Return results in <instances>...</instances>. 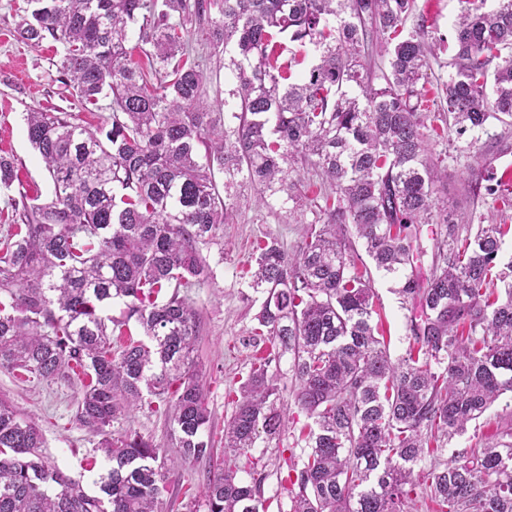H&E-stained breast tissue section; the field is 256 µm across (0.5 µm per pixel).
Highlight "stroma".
I'll use <instances>...</instances> for the list:
<instances>
[{"instance_id":"stroma-1","label":"stroma","mask_w":512,"mask_h":512,"mask_svg":"<svg viewBox=\"0 0 512 512\" xmlns=\"http://www.w3.org/2000/svg\"><path fill=\"white\" fill-rule=\"evenodd\" d=\"M26 0H0V150L11 154L19 169L22 190L28 195L48 197L52 181L41 158L28 142L24 114L39 108L46 112H69L90 124H98L112 114L109 99H100L98 107H81L68 87L59 80L55 63L61 47L52 40L25 43L15 31L20 23ZM488 10L487 0H416L413 20L407 28L421 23L445 41L430 61L424 93L428 100L442 96V84L448 78V62L454 53L452 27L459 14L474 9ZM183 36L194 48L195 55L205 58L207 102L211 111L224 109V91L233 83L224 67L223 55H204L203 44L195 28ZM433 154L445 157L448 169V207L460 223L486 220L512 225V210L502 211L491 199L475 200L467 191L468 171L477 159L467 148L466 139L449 136L430 141ZM19 190V191H22ZM17 190H0V212L10 213V200ZM310 212L295 210L292 205L273 209L256 206L253 191H245L239 200L232 222L220 225L213 241L203 245L201 253L211 268L210 279L188 295L199 317V336L195 350L196 365L203 376L207 402L211 411V427L216 446L224 444V421L233 409V395L249 373L252 350L242 346L243 336L256 327L255 315L262 302L261 294L249 286L250 274L258 254L257 244L274 237L287 252H295L312 221ZM371 287L379 309L384 336L392 358H400L412 345L405 311L394 291L393 282L381 274H373ZM269 370L277 374L282 397L288 406L287 425L279 439L258 440L250 455L241 457L245 467H266L269 476L263 485V498L268 512H285L290 506L287 491L280 484L279 462L291 451L301 450L305 436L314 422L294 402V383L288 371V359L278 346L267 345ZM79 386L72 380H41L30 374L0 370V399L12 404L24 418L34 419L46 440L45 457L49 464L82 477L85 488L95 491L98 476L108 462L99 451L100 436L81 428L76 419ZM512 421V394L502 395L480 419L472 422L466 433L445 445L442 458L465 449L495 442L503 420ZM132 429L149 438L163 454H172L175 440L171 424L163 410L146 405L130 412L110 428L117 435ZM207 466L203 463L174 464L168 469L163 494L167 512H186L185 503H194L197 512H206L203 485Z\"/></svg>"}]
</instances>
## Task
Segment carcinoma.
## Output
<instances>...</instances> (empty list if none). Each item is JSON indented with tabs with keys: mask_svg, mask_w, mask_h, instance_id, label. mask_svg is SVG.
Here are the masks:
<instances>
[{
	"mask_svg": "<svg viewBox=\"0 0 512 512\" xmlns=\"http://www.w3.org/2000/svg\"><path fill=\"white\" fill-rule=\"evenodd\" d=\"M494 2L454 23L442 87V122L477 157L480 135L512 120V55L487 91L489 64L512 49V0ZM30 3L18 37L59 43L61 82L86 107L112 97V116L91 131L69 112L25 113L53 191L20 193L0 236V370L83 374L76 420L102 436L110 466L89 494L45 460L39 425L0 400V512H162L167 457L136 431L108 436L146 392L163 403L176 457L213 461L197 312L180 289L209 279L200 245L233 218L243 187L262 207L278 193L305 197L291 179L300 163L328 189L310 202L316 223L294 253L276 238L259 246L250 287L263 301L248 338L290 355L295 403L315 424L302 463L288 460L289 512H512L511 424L495 443L435 455L512 393V283L493 288L504 227L457 224L442 196L448 172L428 152L434 128L419 88L441 38L423 25L401 37L415 0ZM189 24L229 55L228 122L208 111L202 61L181 35ZM284 34L316 52L297 81L279 64ZM132 37L148 66L133 60ZM470 177L473 198L485 191L512 208L491 166ZM15 180L14 159L0 155V186ZM352 234L372 266H356ZM373 269L396 281L408 311L413 344L396 361L373 324ZM164 288L173 292L159 304ZM115 301L119 320L107 315ZM132 320L148 342L112 350L109 325ZM268 367L253 358L224 422L207 512H266V475L243 481L237 460L284 429ZM428 454L429 468L415 471Z\"/></svg>",
	"mask_w": 512,
	"mask_h": 512,
	"instance_id": "cac0c4a2",
	"label": "carcinoma"
}]
</instances>
